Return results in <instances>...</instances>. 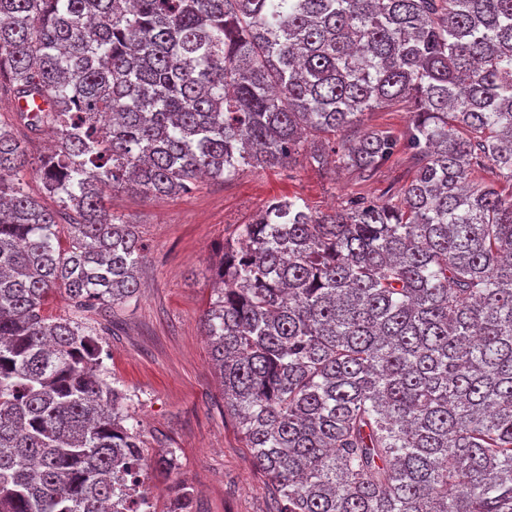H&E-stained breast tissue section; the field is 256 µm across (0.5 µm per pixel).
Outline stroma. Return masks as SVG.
I'll use <instances>...</instances> for the list:
<instances>
[{"label":"stroma","instance_id":"obj_1","mask_svg":"<svg viewBox=\"0 0 512 512\" xmlns=\"http://www.w3.org/2000/svg\"><path fill=\"white\" fill-rule=\"evenodd\" d=\"M411 172L404 153L371 179L318 168L301 151L292 171L247 169L226 180L206 179L190 191L152 200L127 189L108 190L107 205L138 227L144 246L136 298L83 322L105 328L103 374L132 397L147 458L176 451L166 477H150L147 502L166 512L178 486L193 492L191 512H270L271 493L224 400L201 317L212 288L210 261L219 243L234 236L271 199L296 195L313 210L343 206L354 193L382 201Z\"/></svg>","mask_w":512,"mask_h":512}]
</instances>
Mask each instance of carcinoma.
I'll use <instances>...</instances> for the list:
<instances>
[{
    "label": "carcinoma",
    "mask_w": 512,
    "mask_h": 512,
    "mask_svg": "<svg viewBox=\"0 0 512 512\" xmlns=\"http://www.w3.org/2000/svg\"><path fill=\"white\" fill-rule=\"evenodd\" d=\"M0 512H117L144 448L103 336L45 315L135 297L149 199L311 159L359 178L408 108L412 176L333 213L269 202L213 268L203 330L272 512H512V0H0ZM34 169L60 209L32 196ZM68 225L67 244L58 224ZM407 109L402 104H391L375 108L365 113L361 122L347 132L350 139L361 136L366 130L387 129L395 133L401 132L407 124Z\"/></svg>",
    "instance_id": "carcinoma-1"
}]
</instances>
